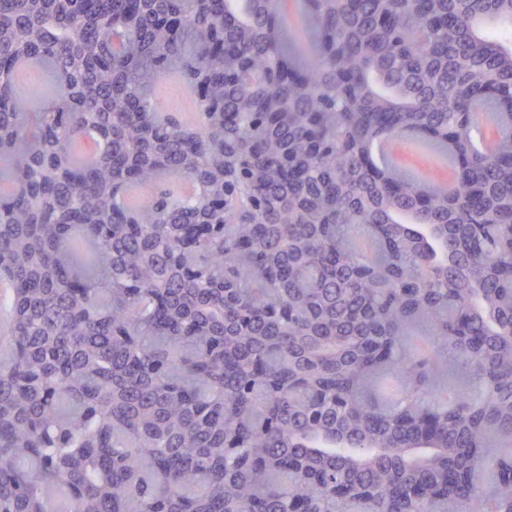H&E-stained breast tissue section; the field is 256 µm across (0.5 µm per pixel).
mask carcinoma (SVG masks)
I'll return each instance as SVG.
<instances>
[{
  "label": "carcinoma",
  "mask_w": 512,
  "mask_h": 512,
  "mask_svg": "<svg viewBox=\"0 0 512 512\" xmlns=\"http://www.w3.org/2000/svg\"><path fill=\"white\" fill-rule=\"evenodd\" d=\"M306 2L0 0V512H512V0Z\"/></svg>",
  "instance_id": "1"
}]
</instances>
